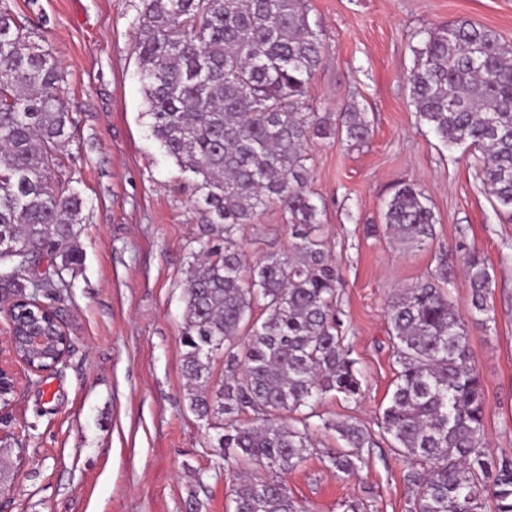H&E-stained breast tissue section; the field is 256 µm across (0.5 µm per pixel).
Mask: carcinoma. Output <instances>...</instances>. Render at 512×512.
<instances>
[{
    "label": "carcinoma",
    "mask_w": 512,
    "mask_h": 512,
    "mask_svg": "<svg viewBox=\"0 0 512 512\" xmlns=\"http://www.w3.org/2000/svg\"><path fill=\"white\" fill-rule=\"evenodd\" d=\"M135 41L152 136L193 175L202 205L200 250L185 288L183 373L189 407L221 428L224 464L292 470L318 431L342 447L327 467L356 475L363 453L390 438L408 464L409 512H512V455L484 451V391L463 313L487 310L491 275L474 255L464 262L466 307L451 295L455 269L440 255L431 275L404 288L387 321L394 389L379 431L326 419L316 406L330 393L362 397L336 310L339 273L307 191V147L338 134L370 135L356 109L331 119L303 111L322 66L321 28L306 0H140ZM406 76L410 103L444 143L465 144L488 193L512 213V45L468 19L416 33ZM41 35L0 9V295L21 301L15 325L34 304L22 272L47 255L61 262L39 291L59 296L82 258L77 237L83 201L55 179L72 123L61 90L62 63ZM288 214L289 251L268 252L245 267L241 240L259 212ZM384 233L400 244L429 243L436 216L412 184L386 202ZM63 345L25 353L38 368ZM224 350V378L213 361ZM235 512H303L285 484L248 477L235 489Z\"/></svg>",
    "instance_id": "1"
}]
</instances>
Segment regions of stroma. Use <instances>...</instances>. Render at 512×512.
I'll use <instances>...</instances> for the list:
<instances>
[{
	"label": "stroma",
	"mask_w": 512,
	"mask_h": 512,
	"mask_svg": "<svg viewBox=\"0 0 512 512\" xmlns=\"http://www.w3.org/2000/svg\"><path fill=\"white\" fill-rule=\"evenodd\" d=\"M38 26L62 60L74 119L60 186L83 200L75 244L81 271L50 300L70 340L61 364L35 374L14 363L17 388L0 424V512H233L236 472L218 432L189 408L182 371L184 287L202 220L188 179L148 129L134 51L140 0H0ZM328 47L307 107L365 112L371 135L309 147L308 189L320 209L341 283L336 305L345 345L361 374L359 401L327 396L319 413L378 427L394 388L386 310L396 291L426 277L440 250L484 258L489 309L467 319L485 392L491 453L512 452V219L484 190L470 150L443 144L410 104L404 75L416 31L458 19L512 44V0H307ZM415 184L437 218L435 237L407 249L383 234L386 200ZM287 215L275 206L246 229L250 259L289 248ZM314 448L280 478L306 512H407L405 465L387 440L356 476L329 470Z\"/></svg>",
	"instance_id": "1"
}]
</instances>
